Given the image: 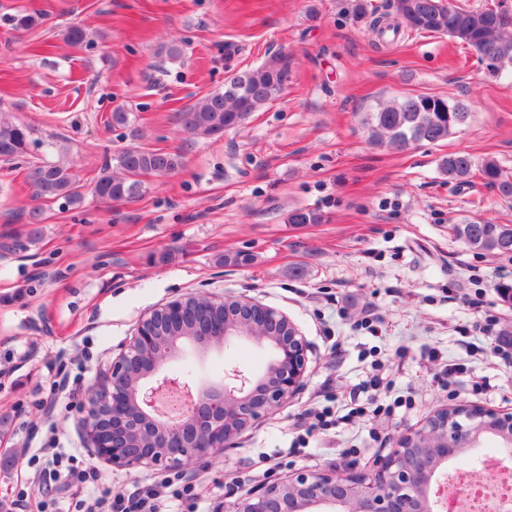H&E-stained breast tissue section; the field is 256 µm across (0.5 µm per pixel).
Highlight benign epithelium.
Returning a JSON list of instances; mask_svg holds the SVG:
<instances>
[{
	"instance_id": "benign-epithelium-1",
	"label": "benign epithelium",
	"mask_w": 512,
	"mask_h": 512,
	"mask_svg": "<svg viewBox=\"0 0 512 512\" xmlns=\"http://www.w3.org/2000/svg\"><path fill=\"white\" fill-rule=\"evenodd\" d=\"M246 339L272 347L265 372L249 376L235 366L205 391L161 369L186 344L229 348ZM308 344L287 316L244 298L204 294L144 313L133 336L112 359L104 380L81 403L82 428L93 456L114 468L183 469L215 460L245 429L261 423L303 385ZM187 390L191 409L171 420L157 401ZM512 429V413L468 405L435 413L413 436L421 448H399L369 476L296 470L233 504L228 512H436L437 473L475 447L482 429Z\"/></svg>"
}]
</instances>
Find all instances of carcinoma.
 I'll list each match as a JSON object with an SVG mask.
<instances>
[{"mask_svg": "<svg viewBox=\"0 0 512 512\" xmlns=\"http://www.w3.org/2000/svg\"><path fill=\"white\" fill-rule=\"evenodd\" d=\"M389 12L370 21V29L381 35L406 29L417 34L446 35L487 60L486 73L494 78L512 76V7L507 0L493 6H457L448 0H389ZM294 67V57L286 51L270 55L260 66L229 76L224 89L207 94L182 113L184 130L203 137L221 138L251 113L280 97ZM469 113L453 100L428 94L406 96L388 102L371 116L370 138L399 149L415 144H434L448 139L466 124ZM112 125L129 129L131 143L113 157L120 174L106 164L97 177L92 193L106 202H121L141 195L139 176L171 174L183 166L179 153L151 150L136 144L139 130L132 126L130 113L112 112ZM32 143L30 129L0 115V159L14 161L28 154ZM439 172L457 187L471 184L479 174L483 184L503 198H512V176L494 159L475 166L467 154H450L439 161ZM35 193L62 199L75 206L83 195L69 168L60 164L38 166L31 174ZM321 215L299 208L288 215L290 224H318ZM456 237L469 248L489 253H512V225L494 224L479 218L455 225Z\"/></svg>", "mask_w": 512, "mask_h": 512, "instance_id": "obj_1", "label": "carcinoma"}]
</instances>
